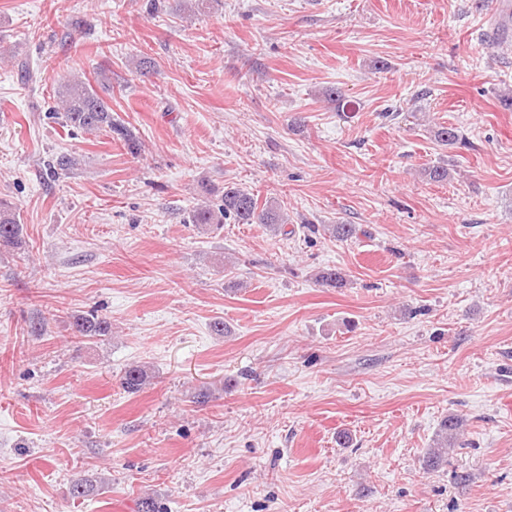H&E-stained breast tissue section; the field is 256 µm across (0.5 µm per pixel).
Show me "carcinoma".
<instances>
[{
    "mask_svg": "<svg viewBox=\"0 0 512 512\" xmlns=\"http://www.w3.org/2000/svg\"><path fill=\"white\" fill-rule=\"evenodd\" d=\"M58 107L49 113L50 118L59 119L62 125L84 132L104 131L116 133L123 145L130 152H138L139 142L130 131L119 128L112 119V107L91 84L85 81H69L57 90ZM437 142L450 148L467 145L457 128L438 126L433 130ZM78 166V159L69 154H58L47 163L51 174L68 171ZM233 218L238 224H262L272 232L278 231L288 223V215L275 200L259 204L257 196L248 189L236 185L224 187L221 208L214 209L209 204H200L192 211L191 221L201 226H220L223 220ZM22 234V226L16 210L6 201L0 199V243L13 244ZM315 281L328 288H343L347 284L345 274L336 268L320 269L314 274ZM74 338L79 341L97 339L112 333V323L106 318L94 315L74 319ZM146 371L131 367L120 379L122 388L131 394L142 389L146 382ZM463 419L450 415L441 421L435 433L432 445L423 456V465L427 470H434L442 465L448 456V449L460 446L458 443Z\"/></svg>",
    "mask_w": 512,
    "mask_h": 512,
    "instance_id": "carcinoma-1",
    "label": "carcinoma"
}]
</instances>
